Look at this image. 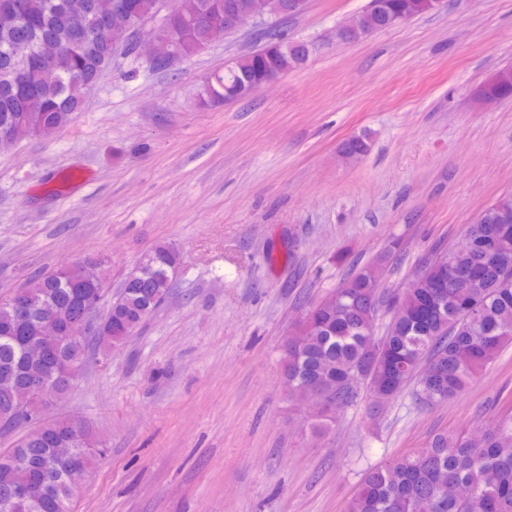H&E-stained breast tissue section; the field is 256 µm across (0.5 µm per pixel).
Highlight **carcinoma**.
Returning <instances> with one entry per match:
<instances>
[{
	"instance_id": "obj_1",
	"label": "carcinoma",
	"mask_w": 512,
	"mask_h": 512,
	"mask_svg": "<svg viewBox=\"0 0 512 512\" xmlns=\"http://www.w3.org/2000/svg\"><path fill=\"white\" fill-rule=\"evenodd\" d=\"M280 0H195L203 21L179 42L175 60L153 65L165 70L174 61L192 57L207 45V22L232 9L251 12L262 5L269 18H280ZM19 21L0 27V132L18 139L49 135L82 111L89 86L112 65V34L96 23L97 0H21ZM148 21L161 0H118ZM434 8L433 0H369L357 27L340 35L343 41L391 28ZM81 26L84 40L70 47L64 38ZM183 26L177 13L154 38L166 39ZM263 47L234 59L212 74L204 100H234L243 84L258 86L302 64L308 46L284 35L278 25L258 29ZM503 79L478 92L512 97V68ZM28 114L25 124L17 117ZM463 242L447 251L444 264L419 269L417 286L398 294L379 288V269L392 250L362 267L325 301L314 307L284 343L282 375L289 394L301 401L310 393L327 394L333 405L353 401L356 384L366 387L378 408L397 398L411 383L427 402L443 404L462 395L474 378L505 347L512 345V194L500 196L474 224ZM182 257L159 244L126 273L108 309L111 342L102 346L93 336L62 339L50 347V358L83 369L91 348L110 351L120 345L168 298ZM73 277L52 270L26 288L29 322L19 320L8 301L0 300V431L28 418L16 410V393L30 368L26 330L54 311L66 320L96 283L82 281V265L73 263ZM442 281L440 310L421 317L431 285ZM393 312L386 332L366 335L381 311ZM68 436L76 438L77 464L88 475L103 455L87 428L75 419H45L9 451L0 452V512H71L70 472L50 448ZM40 487L32 501L11 496L18 484ZM457 486L472 489L467 500L453 497ZM347 512H512V419L499 420L475 433L436 434L425 447L366 472Z\"/></svg>"
}]
</instances>
